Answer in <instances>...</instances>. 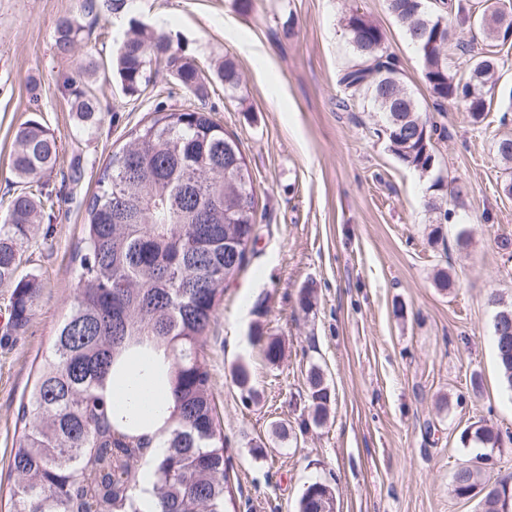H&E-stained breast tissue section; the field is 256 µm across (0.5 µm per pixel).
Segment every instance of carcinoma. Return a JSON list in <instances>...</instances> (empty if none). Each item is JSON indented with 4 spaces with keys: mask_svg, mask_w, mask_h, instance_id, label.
Listing matches in <instances>:
<instances>
[{
    "mask_svg": "<svg viewBox=\"0 0 512 512\" xmlns=\"http://www.w3.org/2000/svg\"><path fill=\"white\" fill-rule=\"evenodd\" d=\"M387 8L419 54L436 103L455 99L473 122L484 120L494 101L498 54L507 44L500 30L483 24L485 15L501 11L498 2L479 16L466 0H448L444 15L432 13L424 0H388ZM473 17L482 24L487 50L457 79L448 73L449 41L434 35ZM343 27L355 63L341 77L350 91L341 107L366 98L383 115L381 132L397 160L422 174L432 172L438 128L387 52L381 28L357 11L344 16ZM82 33L75 19L59 18L56 53L71 54ZM115 65L129 95L144 91L160 67L188 91L204 90L195 61L161 31L132 27ZM220 78L227 93L237 91L240 76L232 61L224 62ZM72 111L87 136L106 118L99 100L82 87L73 91ZM59 152L54 131L28 121L15 133L11 169L30 183L56 166ZM96 186L73 257L74 300L18 411L22 427L9 463V512H144L143 492L152 498L149 512H224V435L214 419L200 349L224 284L247 261L256 224L253 179L240 144L204 109L161 102L112 155ZM432 187L455 200L466 193L465 185H448L440 174ZM50 198L43 186L35 193L21 190L0 224V284L14 285L11 315L18 328L39 288L33 276L18 274L19 254ZM491 303L497 307L498 368L512 390V303L495 295ZM158 382L163 398L146 422L137 409L139 386ZM309 386L320 421L330 397L320 370L310 372ZM460 440L475 455L455 471L453 491L471 498L487 486L485 461L511 444L512 436L481 424L464 429ZM327 492L321 482L309 484L299 512H318ZM480 505L481 512L504 508L494 489Z\"/></svg>",
    "mask_w": 512,
    "mask_h": 512,
    "instance_id": "cac0c4a2",
    "label": "carcinoma"
}]
</instances>
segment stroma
Here are the masks:
<instances>
[{"label": "stroma", "mask_w": 512, "mask_h": 512, "mask_svg": "<svg viewBox=\"0 0 512 512\" xmlns=\"http://www.w3.org/2000/svg\"><path fill=\"white\" fill-rule=\"evenodd\" d=\"M359 11L386 35L389 53L423 111L445 127L437 169L465 183L454 216L427 207L431 176L403 166L369 103L339 107V78L354 61L342 20ZM84 27L67 56L54 49L57 19ZM164 31L207 72L204 97L166 73L141 94L123 93L112 56L131 23ZM232 60L235 97L217 68ZM81 78L107 117L79 136L68 82ZM203 105L240 142L258 202L257 243L224 294L203 346L224 433L227 512H297L304 488L332 489L335 512H477L452 491L471 457L460 434L484 422L512 433V390L495 355L488 299L512 302V196L495 144L512 137V108L497 103L473 122L454 100L435 105L421 59L387 0H0V218L17 179L14 134L46 123L60 158L39 181L50 217L20 254L39 292L23 329L7 330L13 287L0 285V480H6L24 392L75 295L72 256L101 170L158 102ZM468 242L459 245V234ZM447 270L451 288L434 276ZM312 305L300 306L302 289ZM282 343L269 363L262 338ZM250 374L249 389L236 381ZM329 387L328 417L313 419L308 376Z\"/></svg>", "instance_id": "obj_1"}]
</instances>
